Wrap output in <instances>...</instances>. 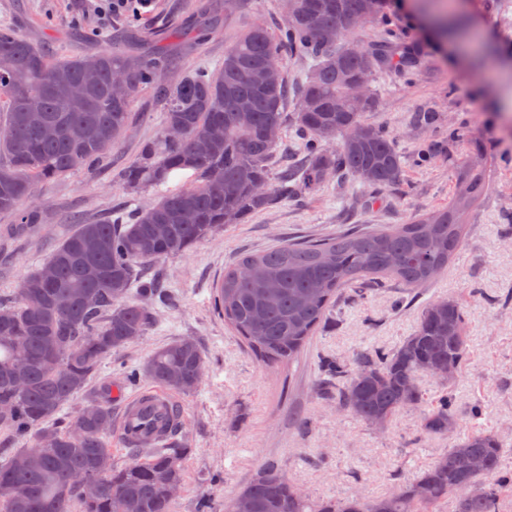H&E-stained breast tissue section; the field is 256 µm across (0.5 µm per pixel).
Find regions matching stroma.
<instances>
[{
	"mask_svg": "<svg viewBox=\"0 0 512 512\" xmlns=\"http://www.w3.org/2000/svg\"><path fill=\"white\" fill-rule=\"evenodd\" d=\"M203 0H145L140 18L102 15L100 0H0V26L24 34L54 55L123 50L140 35L191 21ZM222 7L219 31L177 50L181 66L215 69L229 43L257 22L282 20L281 0H211ZM464 20L467 40L448 37V15ZM362 46L388 42L416 53L411 74L378 68L371 83L370 122L394 136L403 179L374 193L352 179L328 177L313 191L281 200L244 223L225 225L185 254L152 267L163 294L146 298L154 323L138 341L113 351L94 385L121 390L112 400V460L125 464L119 422L126 404L153 389L149 379L123 383L157 348L193 338L205 359L198 389L174 394L183 408L180 440L189 453L174 512H196L202 494L213 512L246 485L266 460L314 498L377 497L419 477L459 435L492 432L504 445L501 471L512 474V0H386L381 17L356 27ZM134 121L120 147L94 173L76 171L39 187L29 205L38 224L0 213V298L41 266L77 220L92 221L155 202L156 188L129 195L118 182L143 141L162 131V104L140 90ZM481 153L489 190L466 217L463 244L446 271L409 290L397 283L347 288L326 323L292 363L271 371L244 348L213 307L215 287L239 253L263 252L291 240L335 234L354 224L406 223L447 206L455 174ZM454 298L467 318V359L450 382L421 375L428 401L449 396L455 424L448 434L423 432L418 410H401L376 429L336 406L324 363L360 351L393 353L414 333L422 306Z\"/></svg>",
	"mask_w": 512,
	"mask_h": 512,
	"instance_id": "1",
	"label": "stroma"
}]
</instances>
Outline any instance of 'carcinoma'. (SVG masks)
I'll return each mask as SVG.
<instances>
[{"label":"carcinoma","mask_w":512,"mask_h":512,"mask_svg":"<svg viewBox=\"0 0 512 512\" xmlns=\"http://www.w3.org/2000/svg\"><path fill=\"white\" fill-rule=\"evenodd\" d=\"M385 0H288V15L272 34L252 26L224 51L213 72L184 68L174 84L159 74L174 68L173 56L155 49L57 59L26 36L0 28V212L34 224L37 211L22 207L38 186L77 170L91 173L117 148L132 124V102L152 88L163 104L162 133L141 144L138 157L120 173L127 193L165 183L179 170L194 181L159 197L146 209L80 224L54 250V287L41 269L29 273L12 300H0V431L48 448L35 462H22L18 448L0 462V512H173L167 494L183 484L189 449L176 440V425L162 448L131 449L122 467L112 462V399L88 394L72 422L55 416L96 377L100 365L150 329V309L135 295H154L158 280L143 282L139 269L180 255L227 224L282 198L319 186L326 174L351 176L373 190L400 181L401 155L393 136L366 119L371 100L350 97V83L373 74L381 55L341 42L354 27L375 20ZM312 61L306 80L288 85L285 62ZM279 72L265 82L269 68ZM122 71L129 97L110 95V73ZM86 85L77 96L72 88ZM303 156L273 176L286 108ZM247 111H240L241 106ZM457 193L446 208L412 216L405 224H354L331 237L244 253L224 268L214 308L256 360L275 368L295 360L325 321L342 289L394 280L420 288L448 268L462 245L467 211L487 193L480 153L456 176ZM137 291H132L134 285ZM67 293L70 311L54 296ZM22 337L25 351L14 348ZM56 353L57 363L44 359ZM466 358V319L453 299L422 307L415 332L393 354L359 352L352 364L328 368L336 379L339 407L369 423L388 424L402 409L422 411V430L443 435L454 425L448 398L425 400L420 374L439 366L457 372ZM23 368L24 388L9 381ZM204 357L197 343L179 338L156 350L125 381L140 376L183 395L201 381ZM148 452V458L138 455ZM502 442L491 432L470 431L415 481L373 498L310 499L284 475L277 460L262 464L240 491L251 512H439L453 497L457 512H498L512 479L501 475ZM95 481L100 491L84 493Z\"/></svg>","instance_id":"obj_1"}]
</instances>
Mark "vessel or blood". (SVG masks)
Segmentation results:
<instances>
[{
  "instance_id": "1",
  "label": "vessel or blood",
  "mask_w": 512,
  "mask_h": 512,
  "mask_svg": "<svg viewBox=\"0 0 512 512\" xmlns=\"http://www.w3.org/2000/svg\"><path fill=\"white\" fill-rule=\"evenodd\" d=\"M169 402V397L157 390L145 391L130 401L122 422L123 440L147 448L164 443L172 428Z\"/></svg>"
}]
</instances>
